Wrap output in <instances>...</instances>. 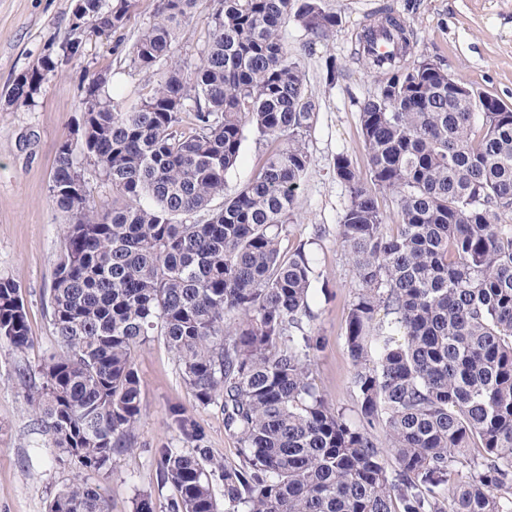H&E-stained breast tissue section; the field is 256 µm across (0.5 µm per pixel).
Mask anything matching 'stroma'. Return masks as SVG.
<instances>
[{
	"instance_id": "stroma-1",
	"label": "stroma",
	"mask_w": 512,
	"mask_h": 512,
	"mask_svg": "<svg viewBox=\"0 0 512 512\" xmlns=\"http://www.w3.org/2000/svg\"><path fill=\"white\" fill-rule=\"evenodd\" d=\"M76 0H0V278L17 282L28 314L31 345L16 353L0 345V512H47L53 495L79 473L54 448L34 447L36 416L26 402L17 368L41 363L52 346L53 328L45 304L65 224L49 206V186L63 140L82 139L79 86L88 73L112 77L115 97L134 100L154 85L151 72L135 68L128 49L154 18L156 0H137L119 35L91 38L82 65L48 73L41 93L26 103L6 105L3 94L14 78L58 51L68 39ZM389 5L414 32V52L440 62L474 88L512 105V0H325L336 15L326 37L308 34L289 17L280 35L305 73V92L314 101L316 121L306 144L310 165L298 194L294 222L282 238V251L316 238L317 277L311 307L325 344L315 366L320 390L344 408H354L349 388L352 366L344 328L356 280L351 260L336 237L347 203L334 170L345 154L360 174L368 172L359 112L378 81L354 59L355 35ZM210 5L201 0L179 38L180 54L197 66L208 39ZM266 143L246 137L225 194H234L263 161ZM135 364L143 381L140 446L117 460L102 486L110 512H131L135 493L154 486L156 448L175 434L166 411L186 409L207 434L216 458L238 463L235 444L224 434L218 408L195 406L177 366L162 344L139 348Z\"/></svg>"
}]
</instances>
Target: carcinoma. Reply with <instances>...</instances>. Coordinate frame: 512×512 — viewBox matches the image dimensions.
<instances>
[{"instance_id": "obj_1", "label": "carcinoma", "mask_w": 512, "mask_h": 512, "mask_svg": "<svg viewBox=\"0 0 512 512\" xmlns=\"http://www.w3.org/2000/svg\"><path fill=\"white\" fill-rule=\"evenodd\" d=\"M83 2L38 80L82 63L87 37L122 29L135 6ZM199 2L157 0L128 52L155 72L152 91L129 104L92 75L80 148L58 147L55 348L18 368L39 447L109 476L138 444L135 352L160 340L195 405L220 409L240 463L214 458L195 418L170 408L176 438L155 452V483L173 494L140 490L132 512H512V108L472 112L448 97L447 69L414 54L390 7L358 34L357 60L379 80L360 109L370 181L348 156L335 162L349 195L336 235L358 283L344 332L353 419L313 379L312 257L304 243L280 248L316 117L280 38L292 0H210V40L188 71L177 40ZM297 17L317 38L336 26L323 0H303ZM377 31L387 55L371 48ZM23 79L9 100H33ZM248 132L276 147L227 197ZM87 165L112 185V206L97 205ZM30 342L20 288L0 278V344ZM48 512L109 510L102 487L79 480Z\"/></svg>"}]
</instances>
